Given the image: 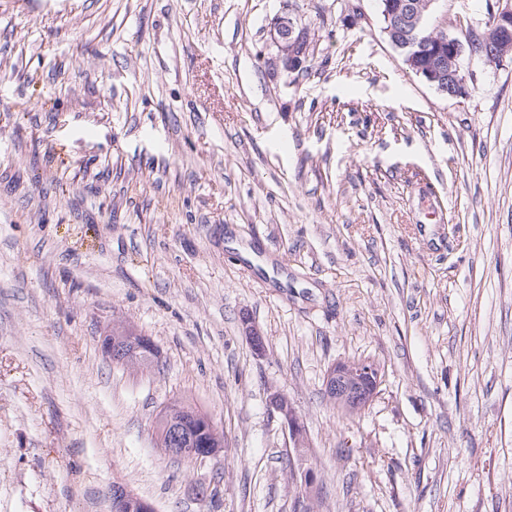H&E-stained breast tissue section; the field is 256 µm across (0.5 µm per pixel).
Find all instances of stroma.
<instances>
[{
    "instance_id": "35a3bbf8",
    "label": "stroma",
    "mask_w": 512,
    "mask_h": 512,
    "mask_svg": "<svg viewBox=\"0 0 512 512\" xmlns=\"http://www.w3.org/2000/svg\"><path fill=\"white\" fill-rule=\"evenodd\" d=\"M383 27L379 0H0V512H111L116 485L299 512L306 468L313 512H512V66L465 57L450 99ZM115 331L153 364L107 357ZM341 360L380 372L355 417ZM174 405L223 448L165 456ZM270 40L277 54L274 66L282 67L289 74L299 72L306 62L310 32L290 14L277 17L270 30ZM372 368L368 362H342L333 366L327 373L325 389L329 401L336 409L348 414H358L372 402L379 381L374 388L364 386V380L371 378ZM372 379V378H371ZM270 411L281 418L283 423L288 427L289 437L293 450L301 454L305 448V438L303 431L299 426L294 408L292 407L288 397L281 393H274L269 398Z\"/></svg>"
}]
</instances>
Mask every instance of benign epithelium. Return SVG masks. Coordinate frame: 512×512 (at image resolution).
I'll use <instances>...</instances> for the list:
<instances>
[{
    "instance_id": "1",
    "label": "benign epithelium",
    "mask_w": 512,
    "mask_h": 512,
    "mask_svg": "<svg viewBox=\"0 0 512 512\" xmlns=\"http://www.w3.org/2000/svg\"><path fill=\"white\" fill-rule=\"evenodd\" d=\"M432 3L433 0H381L384 32L389 42L401 52L405 64L428 85L451 98L465 95L468 91L467 76L461 61L466 54V45L474 42L482 45L486 64L501 67L512 63V0H499L498 9L489 22L469 24L463 41L443 33L425 32ZM270 40L277 51L274 66L290 74L304 67L310 43L308 28L289 14L280 16L270 30ZM144 346L153 347L144 336L137 340L125 336L112 337V350L119 353L121 361L126 363L140 362L139 351ZM371 372L369 363L364 361L342 362L333 366L325 379L329 401L336 409L348 414L364 410L377 392L375 387L364 386V380ZM269 408L288 427L293 450L301 453L305 448V438L288 397L281 393L272 394ZM164 427L168 439L163 452L167 456L192 458L196 456L195 449L212 451L219 442L210 420L206 421L204 431L211 434V438L203 441L197 440L174 413L165 417Z\"/></svg>"
}]
</instances>
